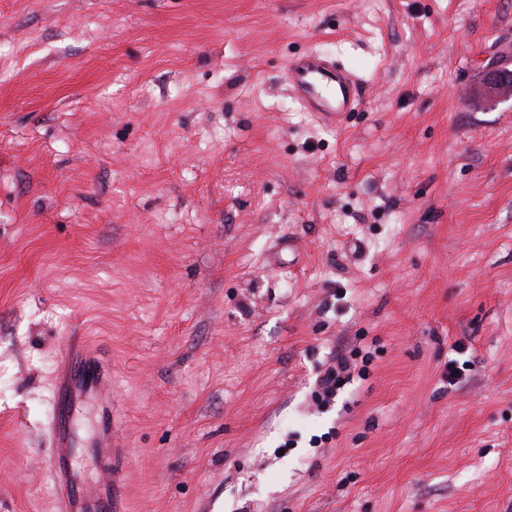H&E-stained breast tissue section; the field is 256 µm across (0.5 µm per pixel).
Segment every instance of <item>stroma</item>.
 <instances>
[{"instance_id":"1","label":"stroma","mask_w":512,"mask_h":512,"mask_svg":"<svg viewBox=\"0 0 512 512\" xmlns=\"http://www.w3.org/2000/svg\"><path fill=\"white\" fill-rule=\"evenodd\" d=\"M312 52L341 122L288 83ZM510 55L512 0H0V512H55L70 336L126 512H512ZM70 435L99 483L98 399ZM288 81L307 108L332 121L350 112L358 101L353 76L315 53L289 65ZM511 62L505 59L491 60L483 68L484 92L497 102L512 100ZM336 360V367H330L320 379L322 401L330 402L341 389L350 383V379L353 380L351 365L343 354H338ZM337 382H340V385H337Z\"/></svg>"}]
</instances>
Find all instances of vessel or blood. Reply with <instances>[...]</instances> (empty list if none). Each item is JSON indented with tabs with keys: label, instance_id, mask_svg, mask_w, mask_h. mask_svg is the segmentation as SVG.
Listing matches in <instances>:
<instances>
[{
	"label": "vessel or blood",
	"instance_id": "1",
	"mask_svg": "<svg viewBox=\"0 0 512 512\" xmlns=\"http://www.w3.org/2000/svg\"><path fill=\"white\" fill-rule=\"evenodd\" d=\"M288 81L307 108L334 121L350 112L358 101V85L353 76L315 53L289 65ZM63 357L79 359L81 367L77 373H64L57 385L48 430L49 477L59 508L61 512H74L76 504L81 503L86 512H120L116 496L125 474L121 449L101 448L97 451L100 458L112 464L106 483L87 488L75 484L72 479L66 399L72 391L102 387L104 372L97 358L82 346L66 344Z\"/></svg>",
	"mask_w": 512,
	"mask_h": 512
}]
</instances>
